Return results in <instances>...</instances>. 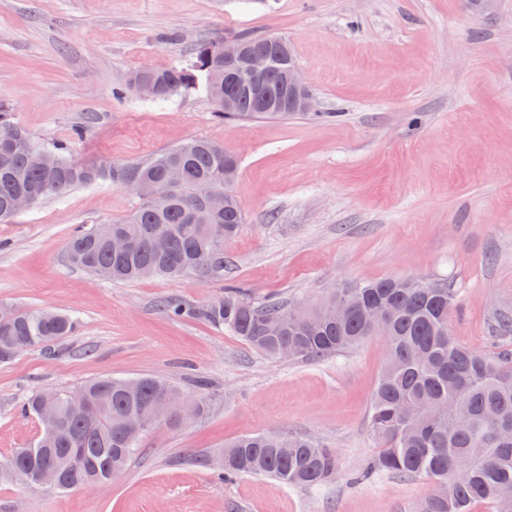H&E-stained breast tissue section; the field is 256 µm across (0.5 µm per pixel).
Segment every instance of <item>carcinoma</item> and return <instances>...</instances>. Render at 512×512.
<instances>
[{
  "mask_svg": "<svg viewBox=\"0 0 512 512\" xmlns=\"http://www.w3.org/2000/svg\"><path fill=\"white\" fill-rule=\"evenodd\" d=\"M276 35L243 37L254 53L271 59V72L256 81L271 85L288 70V52H278ZM158 86L154 103L188 92L203 81L224 120L280 119L293 109L255 111L247 92L234 109L224 108V39L194 45L190 63L149 71ZM177 167L181 185L159 197H140L127 217L74 231L66 246L70 266L109 281L152 277L214 278L224 272V241L244 223L236 196L214 209L202 190L224 194L239 169L237 158L211 140L195 138L136 162L107 166L80 163L63 144L33 140L0 103V222L14 216L15 198L26 193L33 205L62 197L97 180L126 187L131 177L163 188ZM127 238L132 248L112 251V237ZM457 298L446 280L417 276L388 277L331 289L316 308L304 309L277 298L252 301L237 285L202 309L204 317L240 337L255 350L278 359L283 349L296 360L313 361L354 347L378 335L386 359L369 408V427L383 444L362 477L390 473L421 477L445 491L431 495L420 512H473L490 503L494 512H512V350L476 353L452 334L448 311ZM75 315L47 309L0 306V364L18 353L46 347L73 335ZM94 407L88 415L69 404L66 391L37 390L22 402L21 414L38 420L36 440L17 449L10 465L32 475L53 464L60 468L58 490L105 483L119 475L135 455L142 433L135 426L155 424L157 414L177 423L171 409L185 396L165 379L100 378L81 386ZM59 411L55 423L41 421L46 402ZM82 449L77 468L65 466L71 449ZM218 479L269 476L290 486H319L336 477L338 462L320 441L298 435L263 432L225 446Z\"/></svg>",
  "mask_w": 512,
  "mask_h": 512,
  "instance_id": "1",
  "label": "carcinoma"
}]
</instances>
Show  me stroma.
<instances>
[{
    "mask_svg": "<svg viewBox=\"0 0 512 512\" xmlns=\"http://www.w3.org/2000/svg\"><path fill=\"white\" fill-rule=\"evenodd\" d=\"M278 34L318 103L315 116L227 122L203 89L153 105L142 68L187 63L193 45ZM0 102L45 145L82 163L130 162L193 138L235 154L245 222L224 276L113 283L71 268L77 227L140 200L99 181L0 223V304L78 313L80 328L0 365V463L30 445L31 391L106 377L164 378L207 411L157 424L112 481L60 492L0 484V512H419L424 479L355 477L378 452L368 411L385 358L371 336L318 361L276 360L197 316L241 285L255 300L320 303L330 286L385 277L448 280L465 346L494 348L512 316V0H0ZM170 300L193 307L173 317ZM307 435L336 454L330 482L226 481L204 468L239 436Z\"/></svg>",
    "mask_w": 512,
    "mask_h": 512,
    "instance_id": "stroma-1",
    "label": "stroma"
}]
</instances>
